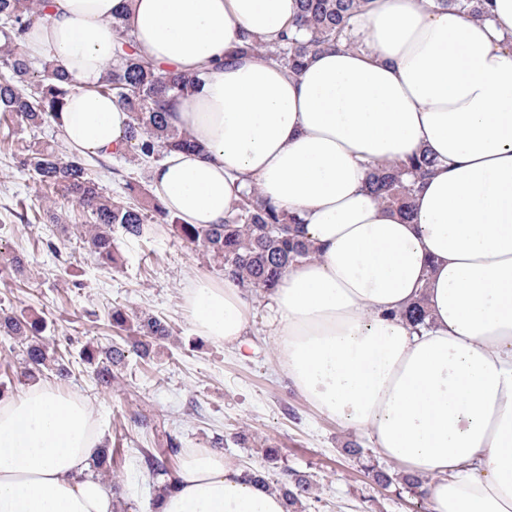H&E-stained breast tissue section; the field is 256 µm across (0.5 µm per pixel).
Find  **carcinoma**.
I'll use <instances>...</instances> for the list:
<instances>
[{
    "label": "carcinoma",
    "mask_w": 512,
    "mask_h": 512,
    "mask_svg": "<svg viewBox=\"0 0 512 512\" xmlns=\"http://www.w3.org/2000/svg\"><path fill=\"white\" fill-rule=\"evenodd\" d=\"M440 4L460 15L486 18L492 15L495 0H439ZM366 0H298L299 15L295 29L281 33L272 45L253 35L242 36V43L229 52L227 59L248 51L261 52L292 74L308 64L311 55L341 43L357 47L352 21L362 11ZM51 14L44 0H0V114L38 136L54 113L62 110L71 84L66 74L50 63L37 73L32 70L25 50V36L38 22H49ZM119 43L117 58L108 70L100 91L111 95L130 113L127 132L135 159L149 161L162 153L191 151L195 142L167 120L171 98L199 83L196 77L162 73L153 62L137 53L134 38L124 28L121 18L112 20ZM13 158L20 167L35 174L45 187H62L65 194L91 219L87 242L91 253L102 266L117 262L114 235L142 240L153 232V225L167 224L186 244L201 248L224 262V278L255 294L271 293L281 282L286 269L313 256L310 247L299 239V220L295 215L263 199L257 190L242 194L239 204L224 216L221 224L208 227L184 224L172 217L148 189L128 182L136 194L132 202L116 201L94 181L87 163L75 154H64L54 146L33 140L22 146ZM436 160L422 152L400 166L373 169L368 178L371 194L410 216L414 183L405 175L426 176ZM401 317L413 326L428 318L423 300L411 303ZM113 326L132 330L136 339L126 348L113 345L100 348L88 341L81 355L96 365L101 387L119 384L116 368L131 351L141 357L150 354L153 342L170 335L168 325L153 315L134 319L122 309L110 314ZM47 324L39 316L23 310L0 313V335L20 344L22 363L29 373L44 370L60 376L67 374L64 358L55 343L46 336ZM154 497L170 490L172 473L166 458L147 448L139 449ZM248 481L266 491L277 492L285 500L287 512H297L312 490L310 481L297 478L292 483L272 486L263 472L247 474Z\"/></svg>",
    "instance_id": "obj_1"
}]
</instances>
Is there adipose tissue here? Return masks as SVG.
<instances>
[{"label":"adipose tissue","instance_id":"ef3b65f1","mask_svg":"<svg viewBox=\"0 0 512 512\" xmlns=\"http://www.w3.org/2000/svg\"><path fill=\"white\" fill-rule=\"evenodd\" d=\"M31 58L72 80L54 117L67 148L127 152L130 115L99 84L122 16L160 70L198 76L172 126L199 145L153 166L154 191L186 224L222 223L258 187L302 221L312 258L271 294L277 357L321 413L367 433L404 473L430 477L432 512H512V0L491 18L436 0H367L364 49H326L297 76L263 55L224 56L248 32L273 40L296 0H49ZM437 161L404 219L368 172L420 152ZM425 300L416 330L401 313ZM198 335L248 356L232 282L192 281ZM94 406L45 383L0 398V512H112L87 470ZM152 512H285L210 448L189 450Z\"/></svg>","mask_w":512,"mask_h":512}]
</instances>
